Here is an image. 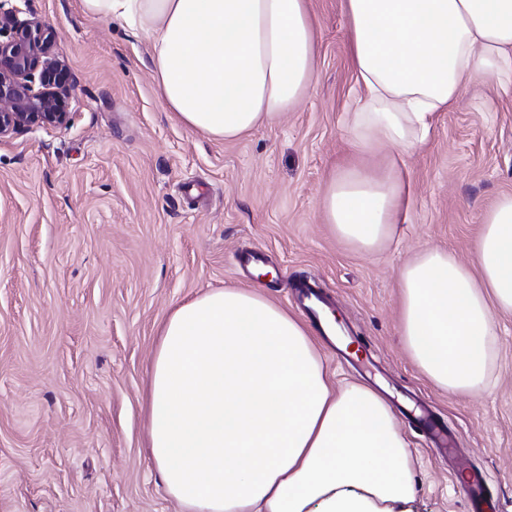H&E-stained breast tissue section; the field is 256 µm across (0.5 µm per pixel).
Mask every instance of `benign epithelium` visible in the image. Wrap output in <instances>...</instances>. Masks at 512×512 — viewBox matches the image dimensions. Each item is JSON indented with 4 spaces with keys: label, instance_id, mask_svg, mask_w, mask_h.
<instances>
[{
    "label": "benign epithelium",
    "instance_id": "1",
    "mask_svg": "<svg viewBox=\"0 0 512 512\" xmlns=\"http://www.w3.org/2000/svg\"><path fill=\"white\" fill-rule=\"evenodd\" d=\"M0 0V139L29 127L67 122L62 102L68 71L56 59L54 35Z\"/></svg>",
    "mask_w": 512,
    "mask_h": 512
}]
</instances>
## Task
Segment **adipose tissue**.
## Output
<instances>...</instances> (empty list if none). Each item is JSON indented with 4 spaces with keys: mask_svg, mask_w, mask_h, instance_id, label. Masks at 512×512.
Listing matches in <instances>:
<instances>
[{
    "mask_svg": "<svg viewBox=\"0 0 512 512\" xmlns=\"http://www.w3.org/2000/svg\"><path fill=\"white\" fill-rule=\"evenodd\" d=\"M357 83L358 164L332 171L322 215L351 247L381 250L406 214L401 166L436 113L492 77L512 99V0H343ZM148 39L160 98L183 125L232 140L313 88L307 0H81ZM395 157L380 171L379 147ZM401 334L426 378L481 395L495 321L512 313V195L485 212L471 262L424 248L400 271ZM147 451L181 512H394L414 493L392 406L335 388L309 326L249 288L180 303L160 328Z\"/></svg>",
    "mask_w": 512,
    "mask_h": 512,
    "instance_id": "adipose-tissue-1",
    "label": "adipose tissue"
}]
</instances>
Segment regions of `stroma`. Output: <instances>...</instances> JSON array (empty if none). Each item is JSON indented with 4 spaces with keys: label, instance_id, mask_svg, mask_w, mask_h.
Masks as SVG:
<instances>
[{
    "label": "stroma",
    "instance_id": "35a3bbf8",
    "mask_svg": "<svg viewBox=\"0 0 512 512\" xmlns=\"http://www.w3.org/2000/svg\"><path fill=\"white\" fill-rule=\"evenodd\" d=\"M317 82L275 124L221 141L177 123L156 93L150 47L78 0H28L69 74L66 124L0 140V512H178L145 453V396L158 327L212 288L256 287L294 311L315 283L376 366L340 365L336 385H383L395 412L420 402L457 442L445 457L407 421L412 512H468L455 466L485 471L489 512H512V315L498 318L483 396H451L400 334L399 273L420 249L470 261L485 210L512 194V100L468 84L406 156V220L361 252L320 213L322 186L353 160L345 123L360 97L343 0H309ZM207 196L184 199L185 183ZM257 247L273 274L242 273Z\"/></svg>",
    "mask_w": 512,
    "mask_h": 512
}]
</instances>
